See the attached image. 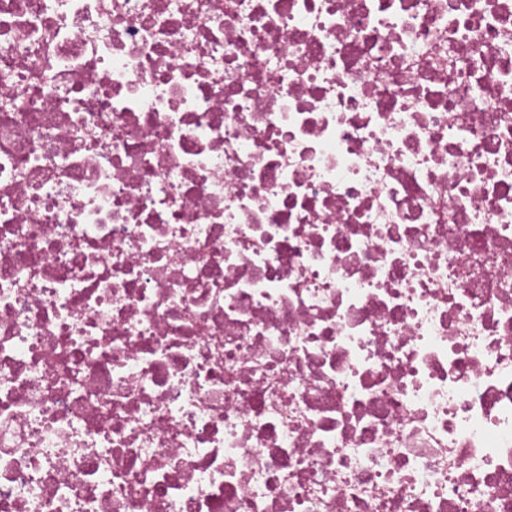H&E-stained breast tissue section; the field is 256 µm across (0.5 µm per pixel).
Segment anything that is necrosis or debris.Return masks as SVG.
Listing matches in <instances>:
<instances>
[{
	"instance_id": "1",
	"label": "necrosis or debris",
	"mask_w": 512,
	"mask_h": 512,
	"mask_svg": "<svg viewBox=\"0 0 512 512\" xmlns=\"http://www.w3.org/2000/svg\"><path fill=\"white\" fill-rule=\"evenodd\" d=\"M0 512H512V0H0Z\"/></svg>"
}]
</instances>
